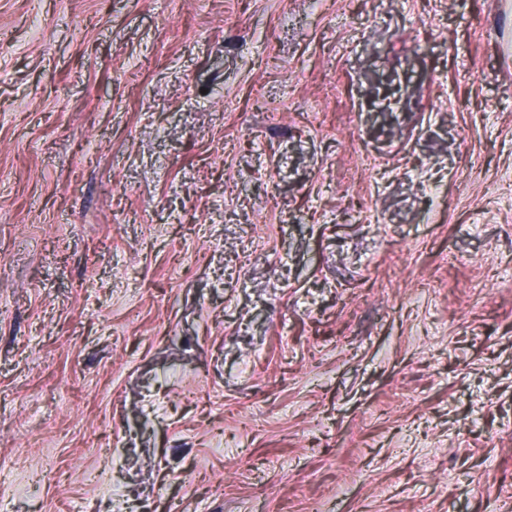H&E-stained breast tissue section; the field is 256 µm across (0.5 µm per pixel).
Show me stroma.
<instances>
[{"instance_id":"stroma-1","label":"stroma","mask_w":512,"mask_h":512,"mask_svg":"<svg viewBox=\"0 0 512 512\" xmlns=\"http://www.w3.org/2000/svg\"><path fill=\"white\" fill-rule=\"evenodd\" d=\"M512 512V0H0V512Z\"/></svg>"}]
</instances>
